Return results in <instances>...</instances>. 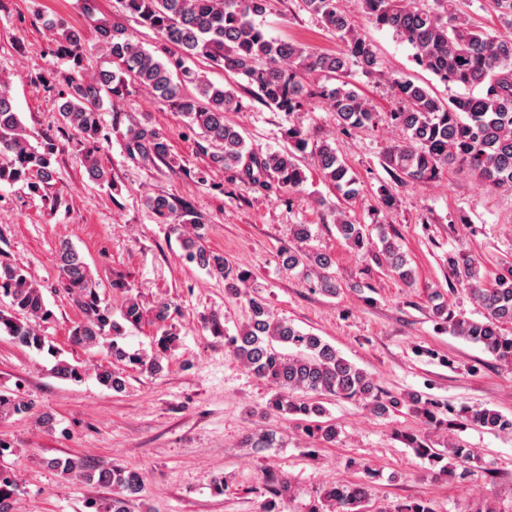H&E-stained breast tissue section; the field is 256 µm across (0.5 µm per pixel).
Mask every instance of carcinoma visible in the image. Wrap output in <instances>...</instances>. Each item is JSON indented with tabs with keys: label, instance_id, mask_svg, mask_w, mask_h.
<instances>
[{
	"label": "carcinoma",
	"instance_id": "carcinoma-1",
	"mask_svg": "<svg viewBox=\"0 0 512 512\" xmlns=\"http://www.w3.org/2000/svg\"><path fill=\"white\" fill-rule=\"evenodd\" d=\"M299 2L302 10L336 35L342 44L340 51L313 52L300 43L268 37L255 18L267 13L271 0H124L126 11L140 25L160 35L164 58L145 50L122 23L114 21L96 30L111 69L89 75L84 34L48 23L56 53L70 63L54 107L62 125L77 136L79 160L89 177L112 186L100 158L101 143L107 139L101 110L104 100L120 96L131 79L180 112L189 129L215 148L212 162L233 172L240 181L264 191L299 192L306 175L298 155L309 149L323 180L345 200L358 199V178L338 155L333 138L312 143L306 130L291 125L285 132L288 147L284 149L263 153L248 146L226 117L240 107L234 86L217 85L188 66L190 62H205L246 77L260 101L288 116L302 111L308 99L319 97L336 113L345 132L372 130L386 119L402 132V138L385 148L383 164L401 183L436 180L457 166L496 188L512 190V0H489L494 14L491 27L480 25L461 10L458 0H357L358 10L372 25L392 30L413 49L415 64L450 91L446 99L407 77H386L375 44L354 26L342 0ZM355 72L387 79L395 102L390 112L381 115L369 99L351 87ZM121 137L132 156L151 162L170 159L168 140L146 123L130 125ZM59 151V144L51 137L31 143L9 93L8 80L1 76L0 185L20 184L33 194L46 193ZM147 207L161 224L172 222L176 216V208L166 195L149 197ZM335 226L352 250L372 253L406 285L413 283L414 270L388 233L379 234L381 248L373 252L363 226L341 211L336 212ZM178 240L187 262L224 280L225 291L245 297L247 318L235 333H229L215 314L204 322L212 335L224 337L229 356L273 391L264 409L250 413L255 425L248 434L250 447L261 452L277 446V432L258 425L273 413L298 417L306 436L320 444L335 442L336 425L321 420L325 415L321 399L325 397L352 401L376 417L407 408L420 414L429 426L443 423L440 405L429 396L418 392L401 398L389 395L334 346L276 316L264 296L246 291L251 272L207 247L202 235L182 233ZM281 258L290 271L316 275L310 280L313 290L337 294L328 255L288 249ZM57 261L60 285L80 312L79 321L70 330L71 343L84 350L95 349L107 360L97 372L98 381L122 393L127 389L126 369L130 367L161 374L178 341L176 333L166 328L170 305L161 302L145 311L133 285L119 276L110 281L112 289L125 295L117 319L112 304L102 297L99 281L71 242H59ZM448 266L457 283L468 287L480 317L452 315L438 293L430 296L432 317L451 335L482 347L499 361L512 363V263L505 262L489 282L480 277L475 259L469 256L450 257ZM2 297L9 300V309L0 310V331L24 347L58 356L40 331L41 325L54 320V312L25 268L0 262ZM17 312L26 319L16 318ZM148 313L152 322L163 328L155 337L150 357L140 350H129L124 342L126 327L139 325ZM54 373L73 382L85 376L83 365L65 360L56 362ZM15 415H35L44 427H54L53 415L37 410L33 401L0 391V418ZM465 419L488 431L512 433V417L494 409L468 412ZM407 439L419 456L443 474L456 472L464 479L478 459L472 449L457 444L449 445L445 454L423 436L411 434ZM47 465L67 476L115 490L105 503L87 501L86 512H131L133 498L142 490V477L135 469L74 458L50 459ZM265 485L271 495L265 512H277L276 498L290 483L271 473L266 475ZM15 492L12 474L0 469V512H14ZM366 500L365 485L336 484L324 491L309 512H360Z\"/></svg>",
	"mask_w": 512,
	"mask_h": 512
}]
</instances>
